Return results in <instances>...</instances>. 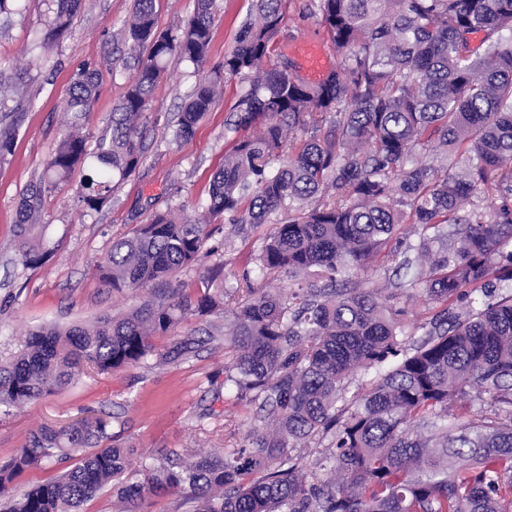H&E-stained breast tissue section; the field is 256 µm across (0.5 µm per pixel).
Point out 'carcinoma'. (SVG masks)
<instances>
[{"label":"carcinoma","mask_w":512,"mask_h":512,"mask_svg":"<svg viewBox=\"0 0 512 512\" xmlns=\"http://www.w3.org/2000/svg\"><path fill=\"white\" fill-rule=\"evenodd\" d=\"M38 47L67 36L83 0H48ZM340 56L338 70L307 84L271 62L285 0H257L214 76L181 112L175 137L189 139L223 79L246 85L229 128L237 133L213 177L204 213H153L112 243L97 265L112 289L156 286L153 298L92 325L41 328L0 364V407L20 408L69 386L81 362L100 374L144 359L150 338L179 315L229 297L220 271L191 299L158 284L197 264L213 219L271 224L258 256L266 273L295 278L288 291L255 288L230 307L232 362L224 384L250 398L256 415L232 453L190 463H149L132 444H112L109 422L87 418L30 433L0 464L4 512H82L112 485L120 512H144L151 497L184 495L193 512H512V0H315ZM215 0H197L181 32L161 30L155 0H135L125 35L136 72L112 112V136L88 153L75 129L58 142L44 175L21 194L18 251L42 265L41 206L94 158L78 196L97 210L140 165V120L174 63H201ZM483 33L475 46L471 35ZM97 70L79 65L67 111L91 110ZM0 89V162L12 154L19 107ZM330 116L322 130L317 115ZM403 224L422 232L459 226L448 257L423 238L411 290L356 279ZM424 294L427 321L408 318ZM421 337H415L416 331ZM368 377L361 392L349 385ZM475 401L486 407L470 414ZM329 440L315 459L296 453ZM54 458L75 463L21 496L15 482Z\"/></svg>","instance_id":"carcinoma-1"}]
</instances>
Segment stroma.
Instances as JSON below:
<instances>
[{
    "mask_svg": "<svg viewBox=\"0 0 512 512\" xmlns=\"http://www.w3.org/2000/svg\"><path fill=\"white\" fill-rule=\"evenodd\" d=\"M21 11L0 23V63L27 70L30 80L16 89L26 103L12 154L0 163V361L17 351L28 331L44 326L89 323L139 306L146 292L116 291L97 277L95 266L113 241L166 208L202 213L214 174L223 167L234 135L224 122L240 92L239 79L225 82L212 109L186 141L173 134L196 86L224 62L254 0H217L212 41L201 65L173 66L157 84L141 119L145 132L142 164L120 182L97 211L81 208L82 171L43 200L42 235L50 255L36 268L19 260L14 229L22 190L39 180L46 161L73 119L66 102L78 66L98 71V95L82 120L88 149L112 133V109L133 75L124 37L133 0H85L71 36L50 51L35 49L50 17L47 0H19ZM287 19L274 39L275 58H292L303 38L328 42L313 0H287ZM204 259L173 279L194 296L204 291L207 273L221 268L224 285L261 284L257 258L266 224L210 226ZM229 317L224 307L185 315L168 332L154 336L153 351L140 363L108 375L85 370L62 391L27 406L0 412V462L16 455L30 432L42 424L63 425L88 415L105 417L118 441H129L149 458L175 452L183 460L203 452L230 453L239 447L254 408L224 388L232 350L224 341Z\"/></svg>",
    "mask_w": 512,
    "mask_h": 512,
    "instance_id": "35a3bbf8",
    "label": "stroma"
}]
</instances>
